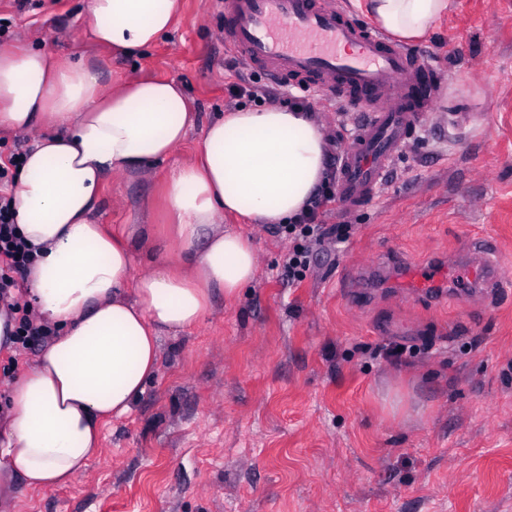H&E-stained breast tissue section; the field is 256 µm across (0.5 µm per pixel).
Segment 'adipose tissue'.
Here are the masks:
<instances>
[{"mask_svg": "<svg viewBox=\"0 0 512 512\" xmlns=\"http://www.w3.org/2000/svg\"><path fill=\"white\" fill-rule=\"evenodd\" d=\"M373 21L425 38L448 0H366ZM178 0H86L94 44L133 55L173 29ZM106 62L0 45V130L37 133L14 183L16 223L35 259L23 294L53 335L0 408V512L22 491L70 483L101 453L105 420L127 415L159 370L158 339L202 323L215 296L236 298L258 257L225 217L288 224L326 171L313 113L247 108L208 123L196 161L174 169L165 200L178 250L134 276L139 228L109 231L95 208L109 177L135 178L182 145L199 114L176 81L103 83ZM134 282L126 294V282Z\"/></svg>", "mask_w": 512, "mask_h": 512, "instance_id": "obj_1", "label": "adipose tissue"}]
</instances>
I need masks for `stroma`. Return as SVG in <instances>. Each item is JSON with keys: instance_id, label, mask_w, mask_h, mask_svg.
Listing matches in <instances>:
<instances>
[{"instance_id": "stroma-1", "label": "stroma", "mask_w": 512, "mask_h": 512, "mask_svg": "<svg viewBox=\"0 0 512 512\" xmlns=\"http://www.w3.org/2000/svg\"><path fill=\"white\" fill-rule=\"evenodd\" d=\"M83 3L0 0L13 20L0 44L106 58L113 87L176 80L201 126L240 107L222 0H181L170 35L134 58L89 42ZM418 48L441 93L369 204L323 216L343 243L291 282V241L226 217L257 253L254 282L162 336L157 376L105 426L99 458L66 487L22 492L20 512H512V0H450ZM201 126L145 175L104 187L99 223L146 231L135 275L170 244L162 186L195 160ZM473 235L501 261L484 297L418 298L385 265L456 262Z\"/></svg>"}]
</instances>
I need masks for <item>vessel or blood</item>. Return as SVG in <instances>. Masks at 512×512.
Segmentation results:
<instances>
[{
  "mask_svg": "<svg viewBox=\"0 0 512 512\" xmlns=\"http://www.w3.org/2000/svg\"><path fill=\"white\" fill-rule=\"evenodd\" d=\"M224 43L248 69L281 86H315L325 102L359 113L338 164V202L362 208L413 139L438 95V71L426 55L361 25L334 0H224ZM466 262L448 277L452 288H481L495 281L485 237L464 243ZM438 268L407 267L414 290L436 285Z\"/></svg>",
  "mask_w": 512,
  "mask_h": 512,
  "instance_id": "vessel-or-blood-1",
  "label": "vessel or blood"
}]
</instances>
